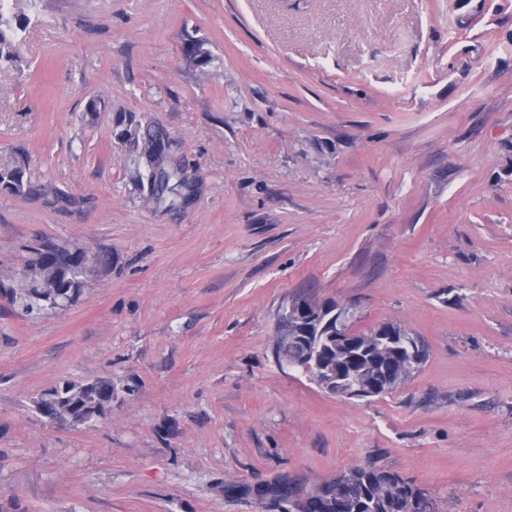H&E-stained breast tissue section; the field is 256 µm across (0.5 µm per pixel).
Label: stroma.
Listing matches in <instances>:
<instances>
[{"mask_svg":"<svg viewBox=\"0 0 512 512\" xmlns=\"http://www.w3.org/2000/svg\"><path fill=\"white\" fill-rule=\"evenodd\" d=\"M0 63V512H288L351 464L512 512V0H36ZM161 134L153 187L140 144ZM48 239L99 261L12 302ZM421 336L345 400L279 365L290 298ZM112 383L104 419L35 408Z\"/></svg>","mask_w":512,"mask_h":512,"instance_id":"1","label":"stroma"}]
</instances>
